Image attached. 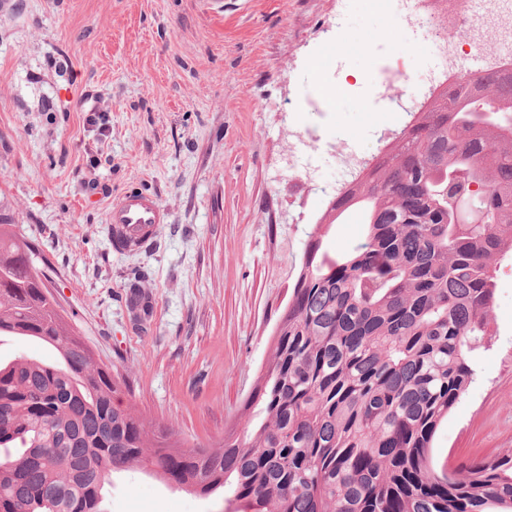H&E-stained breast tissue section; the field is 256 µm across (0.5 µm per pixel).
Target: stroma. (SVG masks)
Masks as SVG:
<instances>
[{"label":"stroma","instance_id":"stroma-1","mask_svg":"<svg viewBox=\"0 0 512 512\" xmlns=\"http://www.w3.org/2000/svg\"><path fill=\"white\" fill-rule=\"evenodd\" d=\"M410 70L440 71L398 5L373 0H0V219L123 402L184 447L242 431L245 402L272 352L307 235L331 200L288 170L299 140L372 162L409 123L391 111L389 45ZM325 78L315 83L310 68ZM360 72L334 106L339 72ZM100 125L86 121L89 111ZM170 213L150 247L118 252L105 224L126 190ZM146 273L148 308L126 301ZM493 335L477 375L436 435L433 458L512 453V259L496 273ZM105 512H225L141 470L114 475Z\"/></svg>","mask_w":512,"mask_h":512}]
</instances>
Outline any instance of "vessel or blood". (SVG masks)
<instances>
[{
	"instance_id": "1",
	"label": "vessel or blood",
	"mask_w": 512,
	"mask_h": 512,
	"mask_svg": "<svg viewBox=\"0 0 512 512\" xmlns=\"http://www.w3.org/2000/svg\"><path fill=\"white\" fill-rule=\"evenodd\" d=\"M168 220L169 212L158 197L142 188L121 194L111 203L106 216L110 236L123 238L138 248L143 247Z\"/></svg>"
}]
</instances>
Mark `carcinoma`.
Returning a JSON list of instances; mask_svg holds the SVG:
<instances>
[{
	"instance_id": "1",
	"label": "carcinoma",
	"mask_w": 512,
	"mask_h": 512,
	"mask_svg": "<svg viewBox=\"0 0 512 512\" xmlns=\"http://www.w3.org/2000/svg\"><path fill=\"white\" fill-rule=\"evenodd\" d=\"M509 126L511 66L458 77L337 195L246 403L264 419L215 445L185 448L123 407V383L68 327L33 246L0 223V335L51 350L0 362V512H103L112 475L136 468L227 491L234 512H512V454L431 455L492 335L494 275L512 253ZM342 207L362 211L365 231L332 254Z\"/></svg>"
}]
</instances>
